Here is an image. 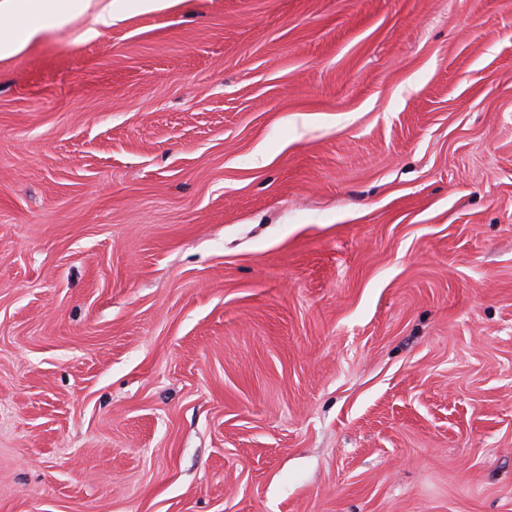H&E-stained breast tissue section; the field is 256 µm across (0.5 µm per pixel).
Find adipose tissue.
I'll return each mask as SVG.
<instances>
[{
	"label": "adipose tissue",
	"mask_w": 512,
	"mask_h": 512,
	"mask_svg": "<svg viewBox=\"0 0 512 512\" xmlns=\"http://www.w3.org/2000/svg\"><path fill=\"white\" fill-rule=\"evenodd\" d=\"M115 0H0V60L22 53L50 30L87 17L84 39L111 28Z\"/></svg>",
	"instance_id": "obj_1"
}]
</instances>
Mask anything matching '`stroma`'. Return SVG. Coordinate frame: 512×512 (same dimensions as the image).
<instances>
[{"label": "stroma", "mask_w": 512, "mask_h": 512, "mask_svg": "<svg viewBox=\"0 0 512 512\" xmlns=\"http://www.w3.org/2000/svg\"><path fill=\"white\" fill-rule=\"evenodd\" d=\"M0 60V512H512V0H186Z\"/></svg>", "instance_id": "stroma-1"}]
</instances>
